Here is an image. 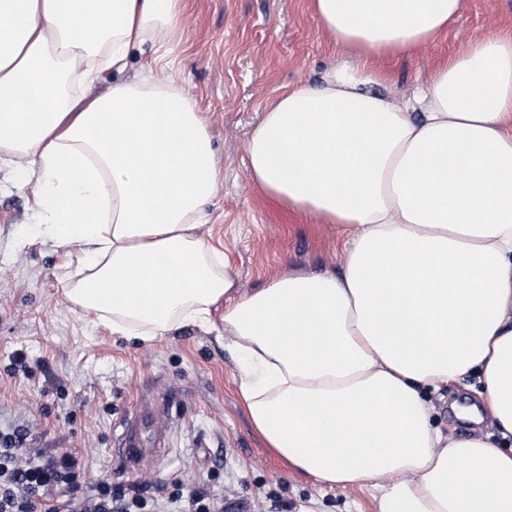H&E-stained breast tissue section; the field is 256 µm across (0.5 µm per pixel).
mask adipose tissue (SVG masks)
Wrapping results in <instances>:
<instances>
[{"mask_svg": "<svg viewBox=\"0 0 512 512\" xmlns=\"http://www.w3.org/2000/svg\"><path fill=\"white\" fill-rule=\"evenodd\" d=\"M461 2L312 0L346 55L265 108L246 168L339 226L344 269L247 291L198 232L224 171L167 74L184 0H0V158L34 187L31 235L75 252L67 300L144 342L223 308L267 447L377 512H512V32L403 102L374 65L447 31ZM147 43L154 74L89 96ZM471 375L482 404L454 411L496 435L433 424L430 393Z\"/></svg>", "mask_w": 512, "mask_h": 512, "instance_id": "ef3b65f1", "label": "adipose tissue"}]
</instances>
